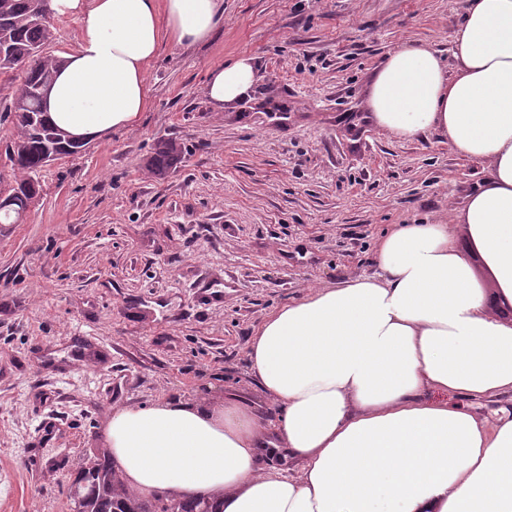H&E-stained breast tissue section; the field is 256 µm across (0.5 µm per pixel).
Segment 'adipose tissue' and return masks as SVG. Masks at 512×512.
<instances>
[{"label":"adipose tissue","mask_w":512,"mask_h":512,"mask_svg":"<svg viewBox=\"0 0 512 512\" xmlns=\"http://www.w3.org/2000/svg\"><path fill=\"white\" fill-rule=\"evenodd\" d=\"M80 26L46 99L75 139L135 123L160 45L205 41L223 0H52ZM453 70L406 42L370 78L375 122L402 138L433 131L488 166L448 224H398L378 271L324 286L270 314L248 358L283 411L292 475L261 466L266 430L236 398L113 412L107 444L127 489L166 500L221 497L224 512H512V419L490 426L450 406L512 392V0H466ZM254 57L213 68L216 108L250 98ZM467 240L463 253L459 240ZM487 271L478 276L472 258ZM438 400H428V393Z\"/></svg>","instance_id":"obj_1"}]
</instances>
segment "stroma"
Here are the masks:
<instances>
[{"mask_svg": "<svg viewBox=\"0 0 512 512\" xmlns=\"http://www.w3.org/2000/svg\"><path fill=\"white\" fill-rule=\"evenodd\" d=\"M465 0H224L203 42L161 45L138 122L43 168L42 196L0 229V512H73L69 489L113 411L235 395L280 408L248 360L264 320L377 271L396 224L461 208L483 163L435 133L402 139L366 110L401 43L451 57ZM259 63L251 99L216 111L214 66ZM181 149L155 173L158 148ZM490 422L512 393L448 397ZM53 469L27 468L30 448Z\"/></svg>", "mask_w": 512, "mask_h": 512, "instance_id": "obj_1", "label": "stroma"}]
</instances>
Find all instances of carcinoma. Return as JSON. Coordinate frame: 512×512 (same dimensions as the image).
Listing matches in <instances>:
<instances>
[{
  "instance_id": "obj_1",
  "label": "carcinoma",
  "mask_w": 512,
  "mask_h": 512,
  "mask_svg": "<svg viewBox=\"0 0 512 512\" xmlns=\"http://www.w3.org/2000/svg\"><path fill=\"white\" fill-rule=\"evenodd\" d=\"M49 7L51 0H0V75L10 73L25 87L23 100L12 98L6 111L14 134L0 145V155L10 166L14 183L5 188L0 177L5 192L0 224L19 223L20 215L38 200L42 192L38 174L50 155L60 159L85 147L67 139L44 118L41 91L62 62L40 53L54 40L52 20L45 16ZM177 158L176 145L168 143L156 153L152 166L163 173ZM74 504L79 512H223V502L217 498L164 501L130 494L103 450L84 468L75 487Z\"/></svg>"
}]
</instances>
